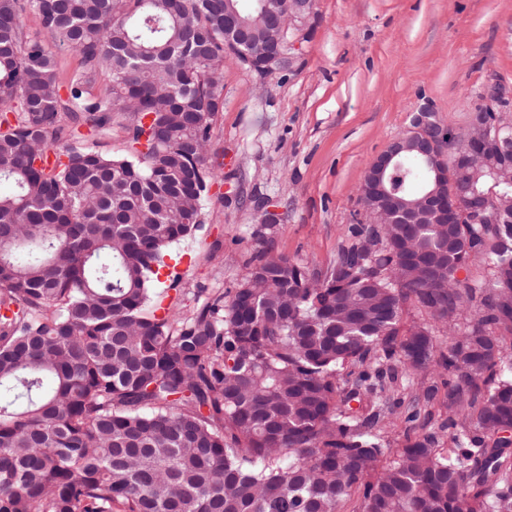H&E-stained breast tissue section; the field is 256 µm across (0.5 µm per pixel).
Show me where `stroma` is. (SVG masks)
Returning a JSON list of instances; mask_svg holds the SVG:
<instances>
[{
	"label": "stroma",
	"instance_id": "obj_1",
	"mask_svg": "<svg viewBox=\"0 0 512 512\" xmlns=\"http://www.w3.org/2000/svg\"><path fill=\"white\" fill-rule=\"evenodd\" d=\"M317 13L292 70L264 79L224 59L213 131L224 182L201 228L171 248L181 289L165 300L180 311L197 289L244 277L268 208L277 252L325 267L366 221L368 166L414 115L430 108L440 127L461 131L492 78L512 91V0H317Z\"/></svg>",
	"mask_w": 512,
	"mask_h": 512
}]
</instances>
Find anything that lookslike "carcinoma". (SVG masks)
I'll use <instances>...</instances> for the list:
<instances>
[{
  "mask_svg": "<svg viewBox=\"0 0 512 512\" xmlns=\"http://www.w3.org/2000/svg\"><path fill=\"white\" fill-rule=\"evenodd\" d=\"M29 14L80 56L69 79ZM286 25L288 0L276 21L261 0H0V512H512V223L464 219L436 273L422 212L352 227L320 270L264 224L236 287L151 303L219 178L224 56ZM82 125L124 152L72 145ZM429 179L408 150L394 195ZM461 189L505 204L512 169L476 159ZM430 368L441 386H415Z\"/></svg>",
  "mask_w": 512,
  "mask_h": 512,
  "instance_id": "carcinoma-1",
  "label": "carcinoma"
}]
</instances>
